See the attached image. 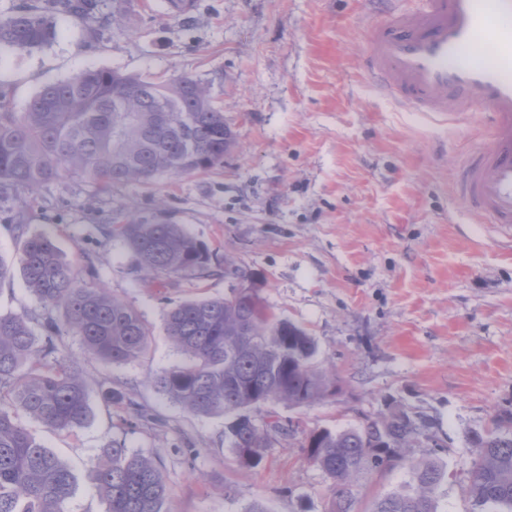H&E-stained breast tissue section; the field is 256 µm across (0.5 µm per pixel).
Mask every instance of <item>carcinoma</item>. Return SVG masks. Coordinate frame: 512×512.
Returning <instances> with one entry per match:
<instances>
[{
    "label": "carcinoma",
    "mask_w": 512,
    "mask_h": 512,
    "mask_svg": "<svg viewBox=\"0 0 512 512\" xmlns=\"http://www.w3.org/2000/svg\"><path fill=\"white\" fill-rule=\"evenodd\" d=\"M60 14L90 30L114 20L98 13L96 0L26 3L0 18V50L50 44ZM233 144L209 86L185 74L157 84L87 68L44 85L23 112L12 111L0 90L1 197L35 192L63 175L108 188L201 173L224 162ZM15 230L20 269L42 310L0 314V512H69L74 474L25 420L57 432L81 428L91 416L86 362H136L147 352L150 332L134 308L64 260L50 237L29 232L26 224ZM106 231L125 240L148 274L211 268L206 247L179 224L133 219ZM166 332L184 360L158 375L155 386L194 416L227 418L225 437L241 465L259 467L271 448L256 419L296 433L274 405L301 408L335 393L336 380L319 367L312 336L270 313L258 287L180 303L167 314ZM67 336L80 339L84 359L63 354ZM426 427L396 409L357 427L305 436L307 457L331 480L330 512H352L356 477L393 469L404 470L407 480L379 498L372 512H439L447 468L414 456ZM473 444L464 488L470 512H512V432L490 431ZM93 479L106 512H171L160 462L123 440L103 448Z\"/></svg>",
    "instance_id": "1"
}]
</instances>
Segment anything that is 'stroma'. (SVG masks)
<instances>
[{"label": "stroma", "mask_w": 512, "mask_h": 512, "mask_svg": "<svg viewBox=\"0 0 512 512\" xmlns=\"http://www.w3.org/2000/svg\"><path fill=\"white\" fill-rule=\"evenodd\" d=\"M117 24L57 22L53 43L0 53V89L24 111L46 83L84 68L207 83L235 141L223 164L108 189L81 177L0 200V314L40 310L16 266L14 226L49 234L77 269L135 308L151 332L145 359L89 363L90 420L75 434L27 426L72 468L70 512H105L92 472L113 438L160 461L172 512H328L330 479L303 433L359 425L394 408L428 424L415 447L448 468L440 512H468L464 469L474 434L512 431V229L481 223L456 196L463 159L488 151L485 108L458 122L403 108L365 76L367 0H194L189 18L166 0H99ZM130 217L182 225L212 255L206 274L152 277L103 225ZM233 259L262 274L269 310L302 326L336 394L311 407L277 405L299 435L258 468L239 466L221 416L190 415L153 380L179 364L165 328L173 306L231 296ZM111 380L125 400L105 405ZM162 426L132 425L135 407ZM197 455H190V448ZM405 479L384 470L352 486L357 512Z\"/></svg>", "instance_id": "obj_1"}]
</instances>
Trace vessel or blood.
Segmentation results:
<instances>
[{
    "mask_svg": "<svg viewBox=\"0 0 512 512\" xmlns=\"http://www.w3.org/2000/svg\"><path fill=\"white\" fill-rule=\"evenodd\" d=\"M373 25L368 79L413 112L489 113L492 148L463 167L459 193L486 224L512 225V0H421Z\"/></svg>",
    "mask_w": 512,
    "mask_h": 512,
    "instance_id": "b4317fda",
    "label": "vessel or blood"
}]
</instances>
